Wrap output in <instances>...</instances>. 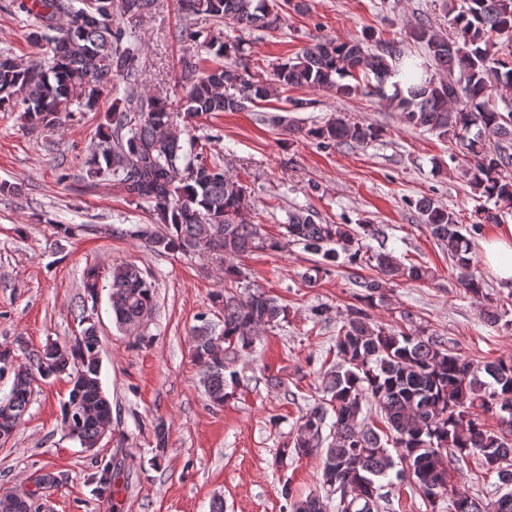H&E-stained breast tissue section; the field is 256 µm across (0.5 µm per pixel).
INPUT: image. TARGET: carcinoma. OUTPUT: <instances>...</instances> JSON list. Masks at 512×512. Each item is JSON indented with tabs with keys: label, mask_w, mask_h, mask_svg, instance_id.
<instances>
[{
	"label": "carcinoma",
	"mask_w": 512,
	"mask_h": 512,
	"mask_svg": "<svg viewBox=\"0 0 512 512\" xmlns=\"http://www.w3.org/2000/svg\"><path fill=\"white\" fill-rule=\"evenodd\" d=\"M155 0H89L85 8L74 0H24L19 9L41 21L28 35L34 44L45 43L52 53L49 64L28 63L9 52L0 53V109L15 98L23 104L20 119L31 132H45L61 124L62 115L78 104L96 109L99 97L122 93L106 114L98 142L83 179L96 182L117 178L128 201L147 205L153 223L139 225L130 235L149 246L181 254L216 255L224 264V289L212 300L224 310V329L213 333L209 325L193 330V357L201 368L202 383L215 405L233 395L239 376L233 369L238 353L254 347L258 333L278 326L285 307L263 286L247 279L237 260L255 250L278 252L280 239L270 237L254 222L246 202L247 188L224 172L223 165L207 162L203 149L216 135H193L198 119L216 112H241L269 100L282 89L332 88L346 97L358 86L345 82L371 75L374 89L382 92L401 73L404 58L395 39L325 38L302 49L295 59L273 67V79L260 80L243 61L238 41L212 38L203 43L207 54L229 64L188 67L183 95L177 102L149 91L142 84L141 50L132 40L133 28L150 13ZM186 26L184 34L198 36L192 27L200 20L226 21L248 30L271 31L281 24V13L269 0H180ZM452 35L446 37L422 21L410 35L425 44L441 76L421 74L417 82L393 83L390 105L406 126L435 132L459 143L469 167L464 175L480 196L494 208L476 211V221L459 224L451 209L435 205L428 197L414 202L416 211L437 242L448 250L460 286L472 297L487 300L484 284L476 275L474 239L486 224H497L512 210V109L498 110L492 102L499 86H512V54L500 52L499 40L512 42V0H462L451 7ZM375 41V48L369 42ZM182 119L190 135L189 149L181 144L174 118ZM304 135L321 149L365 147L382 136V129L365 121L337 116L311 127ZM293 241L325 261L308 269L312 286L329 273V266L345 255L351 266L362 264L361 245L377 238L372 224L352 229L347 224H327L319 214L299 210L284 225ZM382 278L358 276L361 299L372 303L385 280L421 281L429 271L420 265L403 266L380 250L371 254ZM109 282L112 315L118 327L148 343L145 328L155 307V286L132 263L113 265L103 273L86 272L84 289L96 301L99 280ZM83 329L70 344H53L28 354L13 364V353L0 350V374H12L8 409L0 407V432H13L30 406L33 384L68 374L71 388L61 407V428L83 448H94L100 427L112 416V406L100 379L101 339L96 324L81 314ZM335 369L326 373L325 391L330 407L316 404L300 419L293 446L279 457L319 454L322 429H333L334 443L322 455L323 487L339 495L337 512H375L376 481L401 464L397 477L408 480L433 505L439 500L432 489L463 502L461 512H512V438L482 426L476 411L506 413L512 420V357L479 364L451 347L443 337L417 329L387 328L363 307L351 309L337 336ZM375 403L383 416L381 434L362 418L363 406ZM335 421L327 424L328 411ZM169 428L161 417L154 426L155 455L162 459ZM465 460L479 456L494 473L498 489L505 490L487 502L458 489L448 480V456ZM117 471L95 466L87 482L100 500L116 492ZM282 494L291 512H323L319 496L293 498Z\"/></svg>",
	"instance_id": "obj_1"
}]
</instances>
